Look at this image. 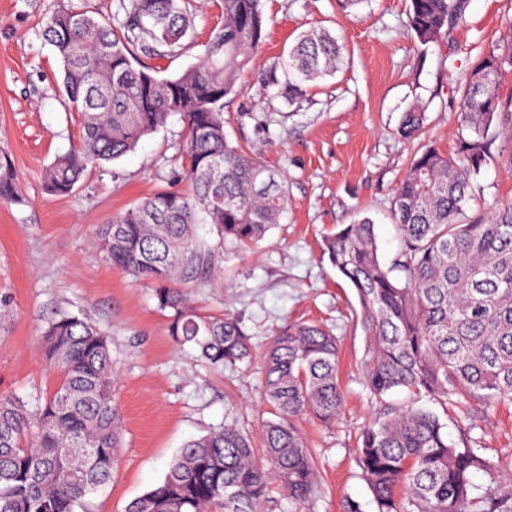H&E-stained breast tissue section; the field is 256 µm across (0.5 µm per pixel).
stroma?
Returning <instances> with one entry per match:
<instances>
[{"label":"stroma","instance_id":"1","mask_svg":"<svg viewBox=\"0 0 512 512\" xmlns=\"http://www.w3.org/2000/svg\"><path fill=\"white\" fill-rule=\"evenodd\" d=\"M67 0H0V152L11 160L16 200H0V392L28 400L49 396L57 372L42 356L48 323L63 314L88 320L110 341L122 446L110 485L91 499L93 512H124L162 480L183 444L234 425L260 438L271 419L263 354L284 328L315 323L340 341L345 402L336 421L305 417L299 428L319 470L320 490L303 512H341L346 498L376 512L357 464L361 430L381 404H406L407 391L377 402L366 390L363 333L355 294L322 251V238L363 217L374 221L383 264L401 242L391 221L394 191L415 155L429 145L455 152L462 133L466 80L476 60L512 28V0H463V19L437 42L422 44L410 28L411 0H263L268 35L256 64L277 65L303 31L322 29L343 46L332 77L311 83L294 101L275 97L252 72L224 106L232 144L260 156L288 179L280 224L257 246H221L218 273L194 288L203 313L237 319L253 357L215 368L169 334L170 311L151 287L106 264L101 227L140 201L189 184L179 114L144 137L136 150L86 172L72 193L55 195L43 170L81 136L61 85V62L41 37V22ZM193 35L185 49L143 64L174 78L194 65L221 21V0H190ZM426 116L410 141L396 133L408 108ZM491 157L472 181L473 218L489 204L512 201V137L493 128ZM420 405L446 425L449 440L468 438L486 456L512 466V402Z\"/></svg>","mask_w":512,"mask_h":512}]
</instances>
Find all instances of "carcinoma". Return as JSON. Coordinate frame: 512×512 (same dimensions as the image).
Wrapping results in <instances>:
<instances>
[{
    "mask_svg": "<svg viewBox=\"0 0 512 512\" xmlns=\"http://www.w3.org/2000/svg\"><path fill=\"white\" fill-rule=\"evenodd\" d=\"M224 23L198 62L159 78L134 49L163 58L185 48L188 0H122L124 17L108 19L70 4L42 23L62 65L70 108L79 113V146L46 170L49 191L70 193L84 173L133 151L172 113L187 131V193L161 191L105 225L104 260L153 285L169 331L205 362L235 366L251 357L250 336L233 318L207 315L189 288L215 274L218 256L198 234L208 224L220 240L262 241L280 220L288 181L233 145L224 132V99L241 92L266 37L262 0H223ZM419 41L445 34L462 15L460 0H411ZM343 62L336 38L303 32L279 65L258 72L288 101ZM512 75V27L478 59L466 83L463 128L455 153L435 147L413 159L398 183L391 218L402 249L391 267L379 260L374 224L364 218L323 237V251L354 289L364 336L365 387L378 401L395 389L445 404L469 397L512 401V202L496 203L466 224L471 179L490 155L502 112L500 85ZM425 113L405 112L398 134L416 136ZM0 198H15L10 159L0 156ZM44 356L60 381L48 398L25 402L0 392V512H91L90 497L112 479L122 443L116 374L107 337L62 315L44 332ZM339 343L315 324H296L264 359L266 422L258 455L252 438L224 426L185 443L164 478L125 512H261L271 481L300 505L319 487L314 457L297 421L336 420L343 404ZM358 465L377 512H512V470L464 441H448L434 412L410 403L386 406L361 432ZM482 474L485 482L476 483Z\"/></svg>",
    "mask_w": 512,
    "mask_h": 512,
    "instance_id": "carcinoma-1",
    "label": "carcinoma"
}]
</instances>
